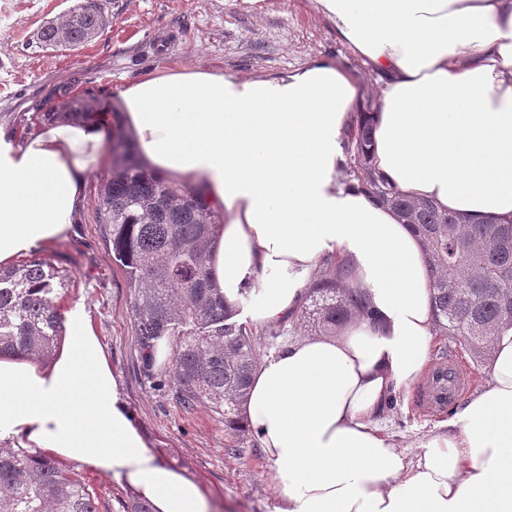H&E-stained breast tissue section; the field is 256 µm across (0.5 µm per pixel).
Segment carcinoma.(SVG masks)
I'll return each instance as SVG.
<instances>
[{"mask_svg":"<svg viewBox=\"0 0 512 512\" xmlns=\"http://www.w3.org/2000/svg\"><path fill=\"white\" fill-rule=\"evenodd\" d=\"M104 5L82 0L39 33L43 47L74 50L109 21ZM91 99L67 96L47 120H75ZM371 103L343 131L344 183L392 209L419 237L432 282L434 333L457 341L476 364L492 353L494 329L512 325V220L464 224L459 216L400 193L370 162ZM106 147L112 170L97 197L99 230L119 262L130 293L141 372L155 377L154 351L169 342L163 384L186 409L206 405L234 428L259 354L252 327L235 320L213 288L208 256L220 221L200 195L156 177L129 138ZM351 271L339 256L322 258L297 314L322 336L343 329L362 307L347 288ZM66 275L45 258L0 269V353L50 358L62 336L56 288ZM0 512H100L94 488L41 451L0 447Z\"/></svg>","mask_w":512,"mask_h":512,"instance_id":"obj_1","label":"carcinoma"}]
</instances>
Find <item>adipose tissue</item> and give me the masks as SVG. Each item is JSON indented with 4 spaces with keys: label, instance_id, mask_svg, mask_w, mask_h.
Segmentation results:
<instances>
[{
    "label": "adipose tissue",
    "instance_id": "ef3b65f1",
    "mask_svg": "<svg viewBox=\"0 0 512 512\" xmlns=\"http://www.w3.org/2000/svg\"><path fill=\"white\" fill-rule=\"evenodd\" d=\"M381 86L371 162L398 190L467 220L512 217V0H313ZM118 119L0 134V266L67 238L113 125L155 175L224 218L209 253L226 304L293 323L320 259L338 254L370 318L259 362L242 408L271 464L276 512H512V327L485 387L408 460L382 422L428 363L425 254L407 225L341 184L361 92L318 60L278 77L168 70L127 83ZM49 363L0 355V445L40 448L125 480L154 512H212L149 448L84 301L63 309Z\"/></svg>",
    "mask_w": 512,
    "mask_h": 512
}]
</instances>
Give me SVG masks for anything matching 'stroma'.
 Wrapping results in <instances>:
<instances>
[{
	"mask_svg": "<svg viewBox=\"0 0 512 512\" xmlns=\"http://www.w3.org/2000/svg\"><path fill=\"white\" fill-rule=\"evenodd\" d=\"M78 0H0V132L24 138L39 127L36 108L58 104L56 90L120 109L119 90L163 69L209 68L244 77H275L314 59L333 62L375 97V77L311 0H107L111 23L84 46L42 49L39 28ZM103 163L88 179L74 232L40 249L67 275L57 303L84 300L119 376L123 397L152 452L184 471L218 512H275L280 495L270 464L251 433H235L208 407L188 410L139 369L129 293L95 218ZM400 392L386 428L408 457L440 431L455 407L428 414Z\"/></svg>",
	"mask_w": 512,
	"mask_h": 512,
	"instance_id": "35a3bbf8",
	"label": "stroma"
}]
</instances>
